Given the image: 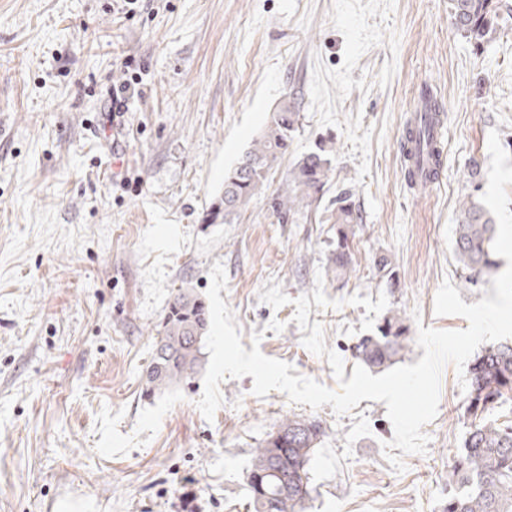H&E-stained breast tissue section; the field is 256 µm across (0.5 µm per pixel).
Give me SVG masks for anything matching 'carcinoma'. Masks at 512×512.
<instances>
[{
  "instance_id": "obj_1",
  "label": "carcinoma",
  "mask_w": 512,
  "mask_h": 512,
  "mask_svg": "<svg viewBox=\"0 0 512 512\" xmlns=\"http://www.w3.org/2000/svg\"><path fill=\"white\" fill-rule=\"evenodd\" d=\"M499 6L493 0H451L453 24L465 38L479 42L494 28ZM423 119L409 130L401 147L429 148L431 126L442 122V104L430 92L420 95ZM299 122L294 102L283 99L270 113L264 129L252 140L238 162L224 173V187L205 214L209 224H232L252 200L265 192L271 171L288 152ZM329 150L307 153L288 169V189L271 197L270 208L280 224L306 218L322 198L331 177ZM336 248L330 265L338 279L352 266V244L362 223L352 193L342 190L334 200ZM497 232L494 217L477 200L460 205L454 253L469 272L467 282L497 265L492 243ZM209 328V312L193 290L180 288L169 302L145 374L146 393L163 394L191 381L202 363V339ZM379 335L364 336L354 346L355 356L370 368H384L410 346L409 330L399 313L387 317ZM512 402V343L481 350L470 368L466 413L471 423L462 444L450 458L448 502L443 512H512V420L488 418L490 411ZM325 430L316 422L296 416L280 421L253 455L248 495L254 512H302L309 497V464ZM288 438V463L273 461L277 438ZM288 470V489L281 471Z\"/></svg>"
}]
</instances>
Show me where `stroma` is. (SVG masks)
<instances>
[{"label":"stroma","mask_w":512,"mask_h":512,"mask_svg":"<svg viewBox=\"0 0 512 512\" xmlns=\"http://www.w3.org/2000/svg\"><path fill=\"white\" fill-rule=\"evenodd\" d=\"M129 57L143 93L115 123L101 110ZM424 86L444 106L445 167L416 191L400 139ZM285 98L301 119L268 190L332 138L318 207L280 224L260 196L234 223H205L225 170ZM493 129L512 153L511 11L477 44L449 0H147L132 18L119 0H0V512H253V452L293 415L326 431L304 512H441L470 424L454 364L427 450L401 473L382 449L385 403L339 417L257 397L245 376L221 382L209 421L202 375L150 397L145 371L172 293L206 295L217 262L243 347L260 334L263 354L334 391L327 360L302 344L313 323L348 377L354 345L392 313L413 334L468 328L436 315L434 297L446 280L468 304L494 293L487 276L469 285L454 254L459 206L487 186ZM344 189L363 222L337 281L331 213ZM381 256L392 279L377 274Z\"/></svg>","instance_id":"35a3bbf8"}]
</instances>
